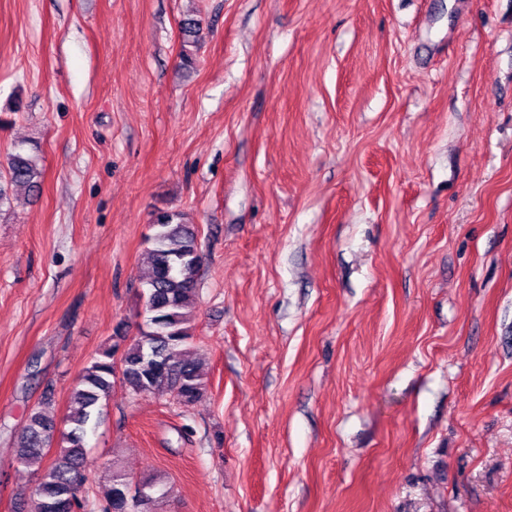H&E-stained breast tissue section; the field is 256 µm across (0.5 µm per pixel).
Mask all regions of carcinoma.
<instances>
[{
    "label": "carcinoma",
    "instance_id": "cac0c4a2",
    "mask_svg": "<svg viewBox=\"0 0 512 512\" xmlns=\"http://www.w3.org/2000/svg\"><path fill=\"white\" fill-rule=\"evenodd\" d=\"M44 176L36 156L19 148L0 171V206L8 201V189H34ZM146 238L148 269L140 278L139 303L144 324L133 338L113 336L81 371L71 391L70 409L58 428L54 417L41 409L29 416L25 434L17 443L21 465L50 457L33 500L32 512H82V486L87 466L86 437L102 414L116 380L117 364L124 368L121 381L136 394L170 395L191 406L207 393L200 366L186 345L192 338L198 280L203 262L198 235L185 214L159 212ZM57 451L48 455L52 443ZM112 487L101 512H158L169 488L160 476L138 481L145 495L132 501L125 496L132 479L110 469Z\"/></svg>",
    "mask_w": 512,
    "mask_h": 512
}]
</instances>
